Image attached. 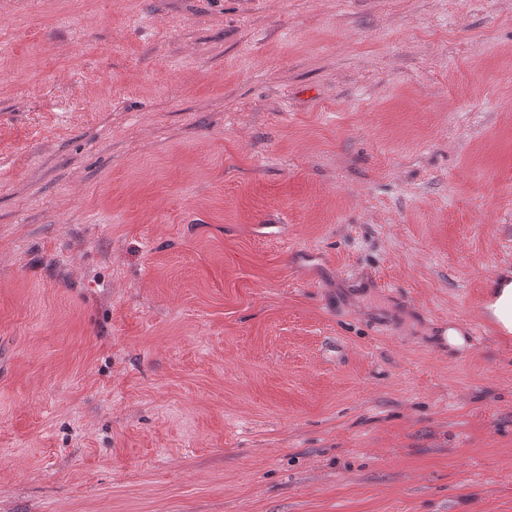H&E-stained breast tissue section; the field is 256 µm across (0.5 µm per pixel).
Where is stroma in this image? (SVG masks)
I'll return each mask as SVG.
<instances>
[{
    "instance_id": "35a3bbf8",
    "label": "stroma",
    "mask_w": 512,
    "mask_h": 512,
    "mask_svg": "<svg viewBox=\"0 0 512 512\" xmlns=\"http://www.w3.org/2000/svg\"><path fill=\"white\" fill-rule=\"evenodd\" d=\"M506 276L512 0H0V512H512ZM490 308L497 322L506 331L512 329V283L504 278L495 290Z\"/></svg>"
}]
</instances>
